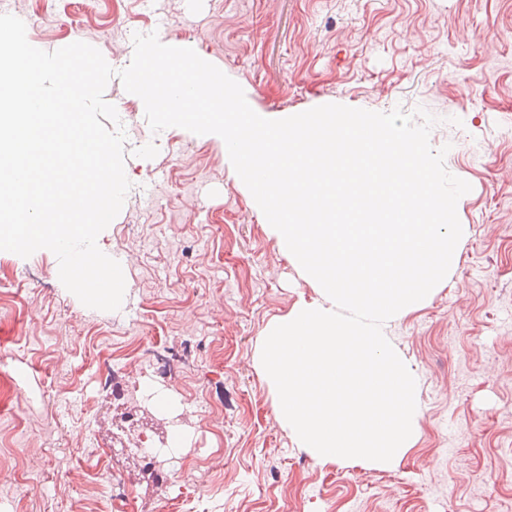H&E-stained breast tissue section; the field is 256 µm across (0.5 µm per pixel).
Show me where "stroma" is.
Returning <instances> with one entry per match:
<instances>
[{
    "label": "stroma",
    "mask_w": 512,
    "mask_h": 512,
    "mask_svg": "<svg viewBox=\"0 0 512 512\" xmlns=\"http://www.w3.org/2000/svg\"><path fill=\"white\" fill-rule=\"evenodd\" d=\"M27 39L119 63L158 32L208 57L270 119L337 103L423 108L433 148L471 185L465 234L431 299L387 334L416 372L418 438L388 469L316 462L276 419L255 363L267 327L317 293L269 234L221 141L154 135L120 80L110 96L132 188L100 233L127 255L117 314L83 305L57 257L0 251V512H512V0H7ZM222 232H215V225ZM174 362L178 385L162 368ZM174 389L190 445L171 469L130 452L168 420L141 385ZM113 454L81 479L96 449ZM24 494H17L15 481Z\"/></svg>",
    "instance_id": "obj_1"
}]
</instances>
